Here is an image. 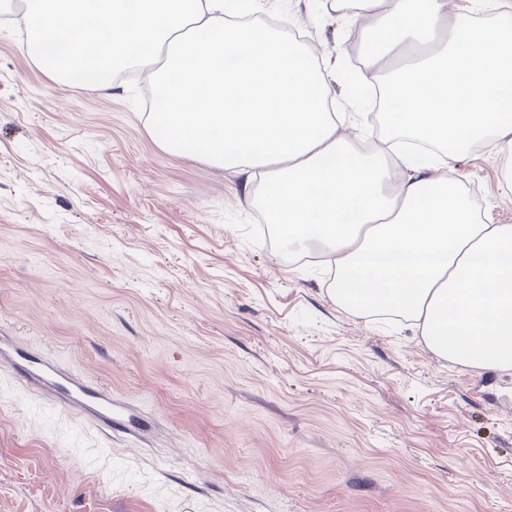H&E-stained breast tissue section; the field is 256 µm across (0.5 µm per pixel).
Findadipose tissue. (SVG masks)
Masks as SVG:
<instances>
[{"mask_svg":"<svg viewBox=\"0 0 512 512\" xmlns=\"http://www.w3.org/2000/svg\"><path fill=\"white\" fill-rule=\"evenodd\" d=\"M31 55L101 60L99 86L129 62L161 90L148 131L166 152L260 180L289 249L320 245L328 293L358 314L409 321L439 357L512 369V225L474 212L455 172L479 144L512 158V11L491 27L448 0H332L343 25L428 45L385 84L387 135L360 150L364 100L332 66L274 31L228 18L225 0H24Z\"/></svg>","mask_w":512,"mask_h":512,"instance_id":"1","label":"adipose tissue"}]
</instances>
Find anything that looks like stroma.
I'll return each mask as SVG.
<instances>
[{"label": "stroma", "mask_w": 512, "mask_h": 512, "mask_svg": "<svg viewBox=\"0 0 512 512\" xmlns=\"http://www.w3.org/2000/svg\"><path fill=\"white\" fill-rule=\"evenodd\" d=\"M21 2L0 0V334L142 432L103 436L0 365V512H512V369L337 305L324 260L262 231L259 184L154 142L146 72L55 80ZM330 2L257 20L318 62L363 58ZM502 166L483 146L456 163L490 224H512Z\"/></svg>", "instance_id": "1"}]
</instances>
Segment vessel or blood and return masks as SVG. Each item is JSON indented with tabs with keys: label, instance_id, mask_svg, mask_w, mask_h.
Here are the masks:
<instances>
[{
	"label": "vessel or blood",
	"instance_id": "1",
	"mask_svg": "<svg viewBox=\"0 0 512 512\" xmlns=\"http://www.w3.org/2000/svg\"><path fill=\"white\" fill-rule=\"evenodd\" d=\"M0 362L15 370L20 390L45 392L61 411L80 415L105 432L116 425L127 427L109 389L59 364L39 362L5 336H0Z\"/></svg>",
	"mask_w": 512,
	"mask_h": 512
}]
</instances>
